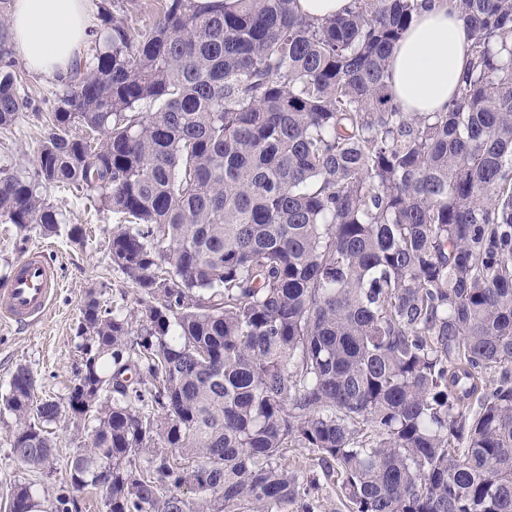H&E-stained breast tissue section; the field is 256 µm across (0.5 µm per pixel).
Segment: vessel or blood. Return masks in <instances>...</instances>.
<instances>
[{"label": "vessel or blood", "instance_id": "1", "mask_svg": "<svg viewBox=\"0 0 512 512\" xmlns=\"http://www.w3.org/2000/svg\"><path fill=\"white\" fill-rule=\"evenodd\" d=\"M58 286L55 266L46 251L19 259L7 287L0 289V316L15 323H35Z\"/></svg>", "mask_w": 512, "mask_h": 512}]
</instances>
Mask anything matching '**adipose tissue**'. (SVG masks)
Listing matches in <instances>:
<instances>
[{
  "mask_svg": "<svg viewBox=\"0 0 512 512\" xmlns=\"http://www.w3.org/2000/svg\"><path fill=\"white\" fill-rule=\"evenodd\" d=\"M92 27L89 0H15L10 38L32 72L67 75ZM472 36L450 0H425L389 57L392 93L406 112H444L471 56Z\"/></svg>",
  "mask_w": 512,
  "mask_h": 512,
  "instance_id": "adipose-tissue-1",
  "label": "adipose tissue"
}]
</instances>
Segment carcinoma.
Wrapping results in <instances>:
<instances>
[{
	"instance_id": "obj_1",
	"label": "carcinoma",
	"mask_w": 512,
	"mask_h": 512,
	"mask_svg": "<svg viewBox=\"0 0 512 512\" xmlns=\"http://www.w3.org/2000/svg\"><path fill=\"white\" fill-rule=\"evenodd\" d=\"M473 38L448 111H402L388 58L422 0H167L44 121L32 174L0 163V220L43 235L51 188L119 224L137 306L90 290L65 402L25 367L0 393L13 454L53 476L7 512H512V0H454ZM0 9V128L27 108ZM85 135L73 134V127ZM350 0H299L300 11L319 20L343 14ZM49 430L54 433L56 438L55 457L56 467L59 474H64V469L68 457L72 454L75 448L83 445L85 435H77L71 421L67 416H62L55 423L49 426ZM317 472L320 481L318 495L322 504V512H348L343 505L336 482L325 480L319 469Z\"/></svg>"
}]
</instances>
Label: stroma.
I'll return each instance as SVG.
<instances>
[{"instance_id":"obj_1","label":"stroma","mask_w":512,"mask_h":512,"mask_svg":"<svg viewBox=\"0 0 512 512\" xmlns=\"http://www.w3.org/2000/svg\"><path fill=\"white\" fill-rule=\"evenodd\" d=\"M166 0H90L94 26L81 48V62L91 63L95 49L103 45L106 13L125 11L136 26L152 23ZM12 69L18 78L19 93L28 98L26 117L10 130L0 131V156H15L27 170H34L43 132L42 117L53 110L62 83L31 72L20 57H13ZM49 201L66 214L65 224L45 237L39 231H24L13 224L0 223V286L11 277L17 261L28 252L50 249L59 279L57 294L38 323L0 326V386L7 383L18 366H26L36 379L37 397L63 400L79 360L75 328L88 290L100 293L102 300L115 307H130L135 302L132 286L113 266L109 241L117 221L112 213L99 210L89 200L64 189L48 191ZM85 225L90 232L82 241L72 240L69 228ZM14 418L0 412V502L6 488L14 482L42 488L44 479L22 465L11 453L10 436Z\"/></svg>"}]
</instances>
